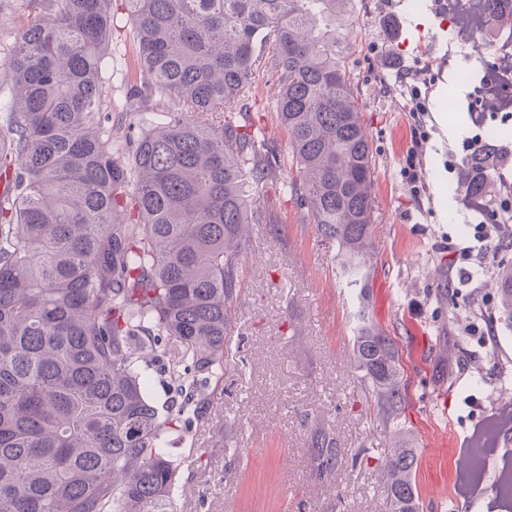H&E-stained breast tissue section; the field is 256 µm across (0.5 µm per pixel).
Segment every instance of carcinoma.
<instances>
[{"mask_svg":"<svg viewBox=\"0 0 512 512\" xmlns=\"http://www.w3.org/2000/svg\"><path fill=\"white\" fill-rule=\"evenodd\" d=\"M0 82V512H174L179 464L161 443L206 419L198 385L224 377L250 241L272 224L251 192L276 177L274 144L237 123L270 43L289 188L347 284L375 252L373 150L347 64L357 0H127L139 67L179 116L135 149L102 130L111 0H38ZM512 323V271L498 285ZM377 419L402 429L396 337L359 301L352 344ZM169 364L185 404L161 413L150 367ZM321 479L346 454L313 433ZM415 448L381 462L388 512H422Z\"/></svg>","mask_w":512,"mask_h":512,"instance_id":"1","label":"carcinoma"}]
</instances>
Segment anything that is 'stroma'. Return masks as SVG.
<instances>
[{"mask_svg":"<svg viewBox=\"0 0 512 512\" xmlns=\"http://www.w3.org/2000/svg\"><path fill=\"white\" fill-rule=\"evenodd\" d=\"M114 15L106 81L116 104L115 128L140 131L146 121L126 111L131 85L147 82L137 67L125 0ZM40 14L36 0H0V70L16 33ZM430 20L420 26L419 17ZM349 65L363 123L376 160V262L369 271L370 308L376 322L400 339L408 383L407 432L394 435L367 408L352 358L359 291L347 287L335 248L320 242L307 210L286 193L287 169L253 202L274 224L252 227L243 266L234 333L226 349L227 372L207 384L205 422L166 435L162 446L180 465L177 512H386L380 462L390 448L411 440L419 450L416 482L424 512H512V500L492 490L512 451V433L478 467L467 439L512 404V324L498 316L496 284L512 250L483 262L480 276L442 300L448 285L449 242L472 243L476 224L512 225V153L497 161L486 186L485 214L469 210L453 164L462 162L468 137L512 150V112L487 114L474 127L471 92L487 64L512 45V30L487 18L479 35L461 31L439 12L437 0H364L354 27ZM430 66L422 95L428 109L421 144L420 197L412 199L401 176L415 136L409 92L397 78L401 66ZM277 83L259 67L246 117L263 126L280 158L288 136L273 114ZM451 99L447 124L438 116ZM464 131L449 136L447 126ZM493 336H486V328ZM448 344H440V337ZM332 434L351 454L328 478L312 474L314 429Z\"/></svg>","mask_w":512,"mask_h":512,"instance_id":"obj_1","label":"stroma"}]
</instances>
